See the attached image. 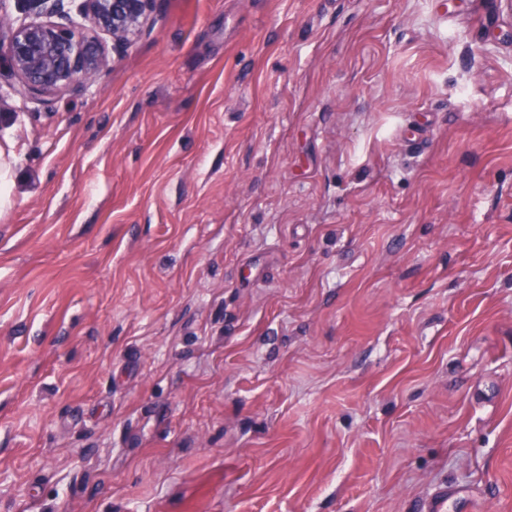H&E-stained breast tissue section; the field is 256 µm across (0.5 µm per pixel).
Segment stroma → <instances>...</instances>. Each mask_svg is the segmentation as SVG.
Returning a JSON list of instances; mask_svg holds the SVG:
<instances>
[{"label": "stroma", "mask_w": 512, "mask_h": 512, "mask_svg": "<svg viewBox=\"0 0 512 512\" xmlns=\"http://www.w3.org/2000/svg\"><path fill=\"white\" fill-rule=\"evenodd\" d=\"M14 83L0 512H512V0H159Z\"/></svg>", "instance_id": "35a3bbf8"}]
</instances>
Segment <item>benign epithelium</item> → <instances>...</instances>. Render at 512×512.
Instances as JSON below:
<instances>
[{
	"label": "benign epithelium",
	"instance_id": "1",
	"mask_svg": "<svg viewBox=\"0 0 512 512\" xmlns=\"http://www.w3.org/2000/svg\"><path fill=\"white\" fill-rule=\"evenodd\" d=\"M31 16L0 24L23 100L51 107L63 94L87 92L136 37L156 0H25Z\"/></svg>",
	"mask_w": 512,
	"mask_h": 512
}]
</instances>
